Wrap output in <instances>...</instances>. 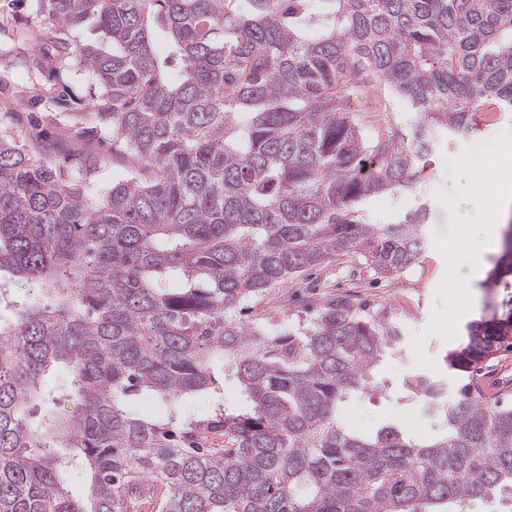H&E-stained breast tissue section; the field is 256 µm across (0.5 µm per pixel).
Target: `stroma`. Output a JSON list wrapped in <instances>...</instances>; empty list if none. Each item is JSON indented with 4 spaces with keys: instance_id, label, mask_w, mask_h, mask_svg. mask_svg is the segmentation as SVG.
Returning a JSON list of instances; mask_svg holds the SVG:
<instances>
[{
    "instance_id": "1",
    "label": "stroma",
    "mask_w": 512,
    "mask_h": 512,
    "mask_svg": "<svg viewBox=\"0 0 512 512\" xmlns=\"http://www.w3.org/2000/svg\"><path fill=\"white\" fill-rule=\"evenodd\" d=\"M97 37L91 21L78 28L58 27L40 0H0V136L59 169L68 182L78 179L87 164H95L97 172L85 184L92 195L140 168L94 121L100 88L79 62L56 52L57 42L81 46ZM472 144L467 135L439 139L433 164L413 194L394 193L368 203L367 212L376 224L391 223L418 206L427 209L423 253L400 277L370 278L361 259L344 256L299 274L287 290L272 289L241 316L247 325L294 332L313 317V304L320 297L362 279L358 295L367 310L381 322L399 323L404 344L378 369L377 380L387 385L386 394L366 396L355 405L358 429L372 431L396 423L413 437L435 436L440 426L426 413L423 399L402 400L403 377L420 372L447 379L446 356L462 341L466 325L512 298V288L482 286L496 253L485 254L477 272L456 265L467 223L477 219L500 231L511 218L492 199L500 164L479 163Z\"/></svg>"
}]
</instances>
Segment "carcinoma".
<instances>
[{"label":"carcinoma","mask_w":512,"mask_h":512,"mask_svg":"<svg viewBox=\"0 0 512 512\" xmlns=\"http://www.w3.org/2000/svg\"><path fill=\"white\" fill-rule=\"evenodd\" d=\"M48 18H94L76 58L104 92L94 118L151 171L99 198L0 138V512H127L145 477L155 512H512V407L478 371L512 349V307L471 321L442 379L405 397L440 418L431 441L397 424L365 433L344 405L378 387L403 341L346 296L296 332L236 318L246 300L359 254L377 278L419 261L426 210L374 224L365 205L414 192L443 134L512 112V0H44ZM167 35V54L151 32ZM415 112L401 131L386 113ZM177 281L179 288L164 284ZM512 284V233L486 288ZM242 402L218 401L216 373ZM58 379L48 388L50 377ZM73 408L57 410L55 389ZM171 418L200 394L204 419ZM85 468L88 494L64 480ZM131 408L133 412L141 418L167 421V415L165 414L164 409L147 397H133L131 400Z\"/></svg>","instance_id":"obj_1"}]
</instances>
